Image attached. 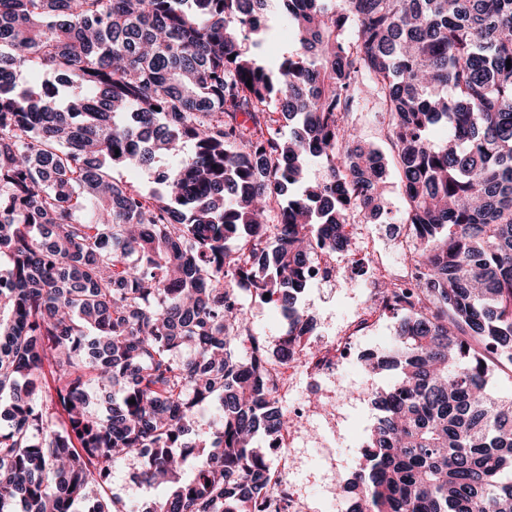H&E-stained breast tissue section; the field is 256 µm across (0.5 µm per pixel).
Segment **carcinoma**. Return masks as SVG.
<instances>
[{"mask_svg": "<svg viewBox=\"0 0 512 512\" xmlns=\"http://www.w3.org/2000/svg\"><path fill=\"white\" fill-rule=\"evenodd\" d=\"M281 2L296 49L268 60L240 40L271 32L267 0H0V512L273 494L255 438L288 427L274 372L308 355L313 250H348L343 216L380 208L387 163L346 122L365 77L421 275L387 289L398 328L363 357L394 380L346 512H512V395L493 386L512 366V0ZM163 159L149 195L112 177ZM251 289L288 315L271 357L240 353ZM132 454L165 493L108 495Z\"/></svg>", "mask_w": 512, "mask_h": 512, "instance_id": "1", "label": "carcinoma"}]
</instances>
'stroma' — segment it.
Returning a JSON list of instances; mask_svg holds the SVG:
<instances>
[{"label": "stroma", "instance_id": "35a3bbf8", "mask_svg": "<svg viewBox=\"0 0 512 512\" xmlns=\"http://www.w3.org/2000/svg\"><path fill=\"white\" fill-rule=\"evenodd\" d=\"M347 120L362 139L383 155H391L388 119L380 111L371 92L356 101ZM403 213V185L395 168L385 175L381 210L367 225L374 237H381L386 226L400 223ZM336 288H308L299 306L313 318L306 334L312 342L337 335L354 308L364 303L367 289L360 277L341 271ZM240 302L251 321L252 331L268 348H276L283 330L274 304L258 295L244 293ZM382 376L363 373L356 362L342 363L326 388H319L304 372H296L294 384L282 404L295 410L302 404L318 408L288 451V478L306 505V512H326L328 499H347L344 486L358 462L360 449L373 423L372 393L385 386Z\"/></svg>", "mask_w": 512, "mask_h": 512}]
</instances>
